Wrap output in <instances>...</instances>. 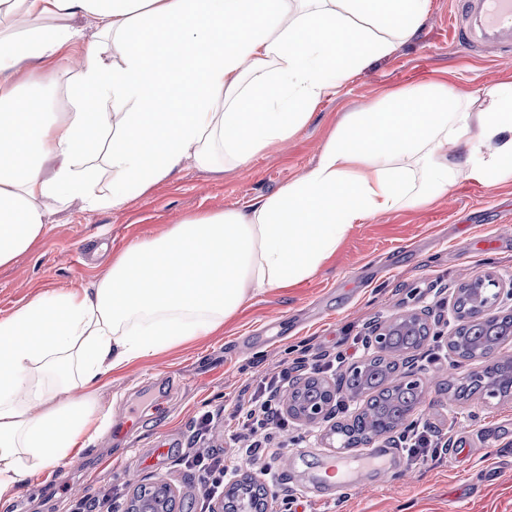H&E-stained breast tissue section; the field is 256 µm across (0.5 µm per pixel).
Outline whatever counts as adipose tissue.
Wrapping results in <instances>:
<instances>
[{
  "instance_id": "obj_1",
  "label": "adipose tissue",
  "mask_w": 512,
  "mask_h": 512,
  "mask_svg": "<svg viewBox=\"0 0 512 512\" xmlns=\"http://www.w3.org/2000/svg\"><path fill=\"white\" fill-rule=\"evenodd\" d=\"M428 0H0V267L51 206L122 207L182 161L224 171L283 145L312 107L410 39ZM106 37L70 54L77 17ZM71 67V109L32 86ZM113 127L107 146L97 132ZM105 155L110 193L97 192ZM512 179V82L482 98L437 81L346 113L300 178L195 214L111 258L92 287L0 318V512L101 428L96 387L223 328L258 295L313 276L354 225L428 205L458 179Z\"/></svg>"
}]
</instances>
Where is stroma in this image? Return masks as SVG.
Listing matches in <instances>:
<instances>
[{"label": "stroma", "mask_w": 512, "mask_h": 512, "mask_svg": "<svg viewBox=\"0 0 512 512\" xmlns=\"http://www.w3.org/2000/svg\"><path fill=\"white\" fill-rule=\"evenodd\" d=\"M459 5L431 0L415 36L324 96L287 148H269L228 173L184 161L167 180L132 194L118 209L88 214L76 203L51 208L36 247L0 267V317L42 294L89 287L106 273L114 253L163 234L180 216L235 209L276 192L316 162L345 113L392 89L441 78L449 89L465 87L483 96L512 81V50L491 55L471 48L460 35ZM487 275L497 289L512 279V179L493 186L461 181L431 204L355 225L310 279L255 297L215 335L114 375L98 391L109 413L103 431L75 466L38 476L14 512H70L78 498L111 495L128 512L133 477L147 488L170 485L177 512H201V480L181 459L196 446L234 455L231 414L245 391L282 371L294 379L339 381L346 365H327L324 354L360 343L363 359L372 358L368 336L408 309L426 310L431 332H448L458 325L451 311L456 289ZM443 348L427 342L424 358L413 365L431 388L410 420L437 434L447 449L467 446L469 456L454 466L444 457L402 459L394 471L361 477L343 502L306 501L304 512H512V400L456 399L449 372L466 374L482 364L462 359L450 367L439 356ZM130 409L139 411L138 424L116 435L115 425ZM207 411L215 414V424L200 441L197 420ZM325 430L292 422L277 435L281 493L268 498L275 512H284V494L310 486L324 461L340 458V450L323 440ZM163 446L167 454L157 456Z\"/></svg>", "instance_id": "obj_1"}]
</instances>
